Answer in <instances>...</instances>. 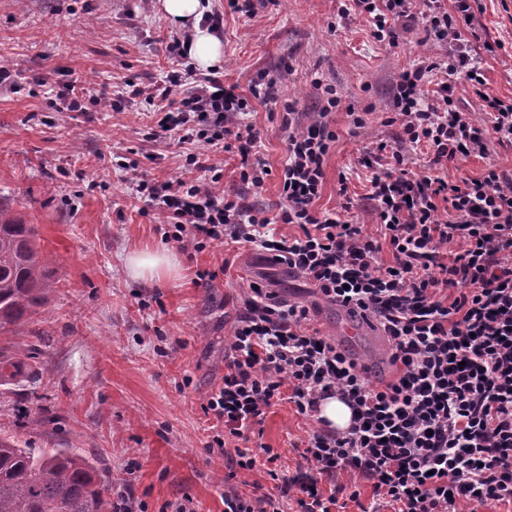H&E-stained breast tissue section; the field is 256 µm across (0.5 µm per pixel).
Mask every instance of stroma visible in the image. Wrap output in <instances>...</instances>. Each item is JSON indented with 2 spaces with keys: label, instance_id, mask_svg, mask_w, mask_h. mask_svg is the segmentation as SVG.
I'll return each instance as SVG.
<instances>
[{
  "label": "stroma",
  "instance_id": "1",
  "mask_svg": "<svg viewBox=\"0 0 512 512\" xmlns=\"http://www.w3.org/2000/svg\"><path fill=\"white\" fill-rule=\"evenodd\" d=\"M67 3L64 11L57 0H0V62L11 72L0 84V209L34 225L40 251L55 258L46 304L11 339L26 368L0 373V430L36 448L81 449L110 473L113 493L132 489L144 512L185 495L200 512H224L226 491L275 493L265 449L277 454L279 473L292 475L317 427L279 402L248 443L254 469L233 478L226 458L206 449L211 422L201 403L222 382L249 284L272 276L278 299L311 305L314 327L366 365L373 382L395 374L391 345L378 329L342 338L348 314L256 252L214 246L189 254L163 240L139 213L113 157L135 151L143 173L164 180L181 175V149L147 140L143 99L70 112L59 91L71 72L111 91L130 78L144 88L159 84L170 68L163 40L171 26L143 0ZM481 4L483 35L499 44L486 58V89L512 99V0ZM225 5L213 0L224 13L225 84L244 95L262 78L273 87V101H253L249 116L260 157L280 166L285 110L293 108L299 122L314 120L321 104L311 80L322 77L344 108L329 116L337 138L317 207L328 212L350 201L345 219L379 234L367 199L372 172L360 159L365 149L396 140L398 126L385 123L394 82L439 46L418 22L400 30L398 46L379 43L366 18L340 22L341 0H255L249 18ZM349 106L363 125H354ZM491 165L512 170V148L490 143L486 158L450 164L446 177L476 178ZM136 249L176 253L177 274L131 278L125 259ZM222 265L227 271L214 287L197 284V271ZM187 376L193 383L186 388Z\"/></svg>",
  "mask_w": 512,
  "mask_h": 512
}]
</instances>
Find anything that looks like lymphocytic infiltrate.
I'll list each match as a JSON object with an SVG mask.
<instances>
[{
    "instance_id": "1",
    "label": "lymphocytic infiltrate",
    "mask_w": 512,
    "mask_h": 512,
    "mask_svg": "<svg viewBox=\"0 0 512 512\" xmlns=\"http://www.w3.org/2000/svg\"><path fill=\"white\" fill-rule=\"evenodd\" d=\"M481 10L480 0H347L339 10L342 19L366 17L374 38L391 46L399 27L422 22L428 39L446 49L400 73L388 119L400 127L398 141L365 152L378 238L316 207L336 140L328 117L342 107L332 85L313 79L323 106L317 119L289 123L285 161L275 172L257 155L258 135L247 121L251 99L267 98V90L255 85L243 96L225 86L218 68L187 85L188 33L167 37L172 68L154 91L125 82L128 98L143 97L150 108L152 141L193 147L184 166L197 171L194 179L153 181L138 161L116 163L166 241L197 252L229 241L250 245L334 305L368 312L391 343L396 375L372 383L365 367L312 327L308 307L251 283L224 379L201 405L218 426L207 448L242 441L230 469L246 472L256 459L245 443L278 401L312 420H320L326 400L346 404L349 425L320 420L303 444L305 467L282 479V494H295L299 512H338L342 487L327 495L320 483L343 474L371 481L394 512L512 501V171L492 166L455 182L442 174L448 163L485 156L489 143L512 146V100L485 91L484 56L495 46L482 38ZM460 82L480 98L486 124L460 107ZM198 145L237 151L241 186L259 188L277 175L284 207L270 215L247 204L240 189L216 193L224 172L201 162ZM406 145L428 147L425 173L408 167ZM275 224L300 232L277 234ZM454 241L461 251L447 254ZM385 248L392 259L382 263Z\"/></svg>"
}]
</instances>
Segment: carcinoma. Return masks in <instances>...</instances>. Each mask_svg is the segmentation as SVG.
<instances>
[{
  "label": "carcinoma",
  "mask_w": 512,
  "mask_h": 512,
  "mask_svg": "<svg viewBox=\"0 0 512 512\" xmlns=\"http://www.w3.org/2000/svg\"><path fill=\"white\" fill-rule=\"evenodd\" d=\"M35 230L0 210V369L16 366L9 335L37 314L50 288L51 256ZM0 512H112V480L74 448L37 450L0 433Z\"/></svg>",
  "instance_id": "obj_1"
}]
</instances>
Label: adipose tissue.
<instances>
[{
	"label": "adipose tissue",
	"instance_id": "1",
	"mask_svg": "<svg viewBox=\"0 0 512 512\" xmlns=\"http://www.w3.org/2000/svg\"><path fill=\"white\" fill-rule=\"evenodd\" d=\"M156 11L174 26L188 31L189 55L198 68L207 70L221 64L224 50L219 37L202 27L205 7L201 0H154ZM179 262L170 251H134L126 257V269L135 278L155 279L174 274Z\"/></svg>",
	"mask_w": 512,
	"mask_h": 512
}]
</instances>
